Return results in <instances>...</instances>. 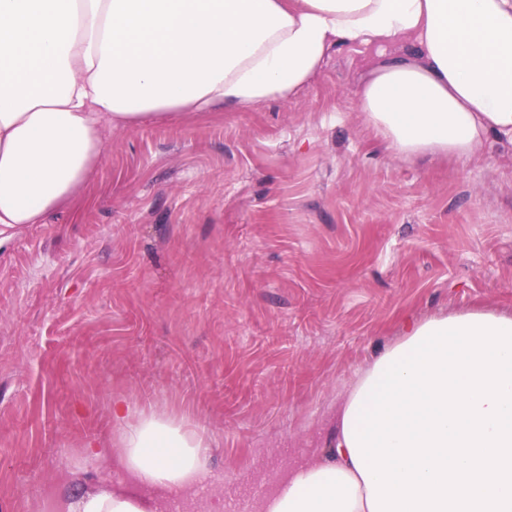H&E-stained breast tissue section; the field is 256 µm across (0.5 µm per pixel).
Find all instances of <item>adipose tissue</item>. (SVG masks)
Masks as SVG:
<instances>
[{"mask_svg": "<svg viewBox=\"0 0 512 512\" xmlns=\"http://www.w3.org/2000/svg\"><path fill=\"white\" fill-rule=\"evenodd\" d=\"M393 46L355 90L398 159L468 160L512 146V0H0V228L70 206L103 126L261 108L309 86L341 45ZM292 460L254 512H370L345 440ZM120 481L80 484L52 512H171L210 478L186 422L112 403Z\"/></svg>", "mask_w": 512, "mask_h": 512, "instance_id": "obj_1", "label": "adipose tissue"}]
</instances>
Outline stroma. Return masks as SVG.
<instances>
[{
	"mask_svg": "<svg viewBox=\"0 0 512 512\" xmlns=\"http://www.w3.org/2000/svg\"><path fill=\"white\" fill-rule=\"evenodd\" d=\"M377 57L345 45L294 99L106 130L76 208L0 235L9 512L119 479L117 398L202 430L204 497L253 512L404 318L512 312V150L392 157L354 95Z\"/></svg>",
	"mask_w": 512,
	"mask_h": 512,
	"instance_id": "stroma-1",
	"label": "stroma"
}]
</instances>
